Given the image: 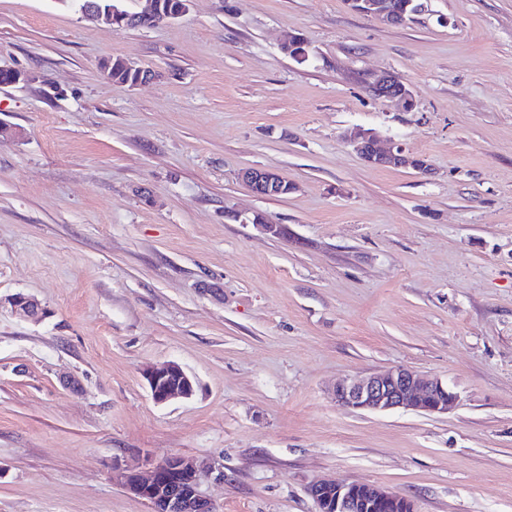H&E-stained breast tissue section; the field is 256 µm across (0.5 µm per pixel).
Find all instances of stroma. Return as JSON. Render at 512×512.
Returning a JSON list of instances; mask_svg holds the SVG:
<instances>
[{
	"mask_svg": "<svg viewBox=\"0 0 512 512\" xmlns=\"http://www.w3.org/2000/svg\"><path fill=\"white\" fill-rule=\"evenodd\" d=\"M422 2L390 27L347 0H191L141 30L0 0V65L37 76L0 87V296L45 311L0 306V512H149L119 470L172 455L217 512H316L321 478L512 512V0ZM115 56L155 78L113 82ZM386 72L411 110L370 92ZM355 128L430 174L368 166ZM252 167L291 192L254 194ZM166 362L190 398L153 400ZM395 368L456 408L332 398ZM15 310L23 312L28 318L39 320L44 316L41 304L32 296L15 294L5 299Z\"/></svg>",
	"mask_w": 512,
	"mask_h": 512,
	"instance_id": "obj_1",
	"label": "stroma"
}]
</instances>
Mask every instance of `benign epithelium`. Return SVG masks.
<instances>
[{"label": "benign epithelium", "mask_w": 512, "mask_h": 512, "mask_svg": "<svg viewBox=\"0 0 512 512\" xmlns=\"http://www.w3.org/2000/svg\"><path fill=\"white\" fill-rule=\"evenodd\" d=\"M147 5L139 12H121L112 9L107 13L88 2L81 9L82 16L92 22L105 21L113 26L127 27L133 23L161 18V22H171L189 9L190 0H181L178 10L164 12L159 0H146ZM351 8L359 13L374 16L389 25L407 22L404 15L396 13L389 0H349ZM283 51L292 58H302L307 54L306 43L299 37H290L283 43ZM126 70L136 75L129 82L137 86L149 82L154 74L128 59H123ZM8 77V85H16L35 80V76L25 70L0 66V77ZM370 90L378 97L394 100L410 109L414 105V95L408 83L398 75L386 73L370 83ZM356 151L362 159L374 167H409L412 155L402 148L381 149L376 136L365 130L351 135ZM242 178L252 191L259 195L282 192L285 181L276 173L264 168H250L242 173ZM14 309L23 312L28 318L39 320L44 316L41 304L32 296L15 294L7 298ZM147 381L152 398L163 403L174 397L189 398L194 393V382L184 369L170 363L151 370ZM336 403L342 407L370 412H383L405 409L432 415L448 413L457 396L441 380L423 378L415 372L396 368L364 379H352L336 386ZM124 486L131 493L142 498L150 512H213L212 503L200 490L197 470L179 456H170L155 464L144 476L135 469L124 474ZM315 502L316 512H415L408 498L383 488L358 482L316 481L308 488Z\"/></svg>", "instance_id": "benign-epithelium-1"}]
</instances>
